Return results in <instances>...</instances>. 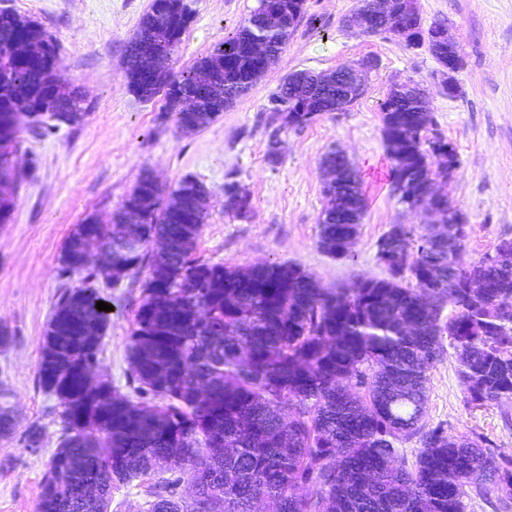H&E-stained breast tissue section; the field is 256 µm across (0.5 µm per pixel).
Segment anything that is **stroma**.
Listing matches in <instances>:
<instances>
[{"label": "stroma", "mask_w": 512, "mask_h": 512, "mask_svg": "<svg viewBox=\"0 0 512 512\" xmlns=\"http://www.w3.org/2000/svg\"><path fill=\"white\" fill-rule=\"evenodd\" d=\"M151 0H34L29 17L61 45L59 73L90 105L84 122L46 137L21 129L14 154L25 179L15 209L0 224V406L14 428L0 434V512H36L47 464L63 434L58 398L40 388L37 364L44 335L67 280L59 256L72 228L87 217L111 221L113 210L148 170L164 190L186 178L209 190L208 220L197 241L202 259L230 268L271 262L299 265L321 287L360 278H385L376 243L390 225L430 223L407 211L391 191V163L380 103L410 80L430 92L427 106L438 130L456 148L459 165L442 184L470 226L459 262L469 266L512 239V0H416L423 26L444 23L458 45V92L440 93L441 66L427 47H411L392 33L360 36L343 25L359 0H306L304 17L262 79L207 128L180 133L165 117L163 96L145 101L126 79L127 45ZM258 0H191L194 16L181 37L174 67L189 70L231 36ZM373 58L367 92L345 111L325 112L308 125L282 127L267 111L270 95L288 74L329 73ZM279 163L266 159L270 133ZM342 151L359 176L366 210L351 250L335 258L318 245V217L326 203L322 159ZM236 172L251 209L240 219L224 211V176ZM148 269L101 288L111 305L96 378L128 395V353ZM456 354L445 346L430 369L426 421L459 435L486 436L495 451L512 455V403L470 408L456 374ZM39 426V447L25 433Z\"/></svg>", "instance_id": "35a3bbf8"}]
</instances>
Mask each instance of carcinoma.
<instances>
[{
	"instance_id": "cac0c4a2",
	"label": "carcinoma",
	"mask_w": 512,
	"mask_h": 512,
	"mask_svg": "<svg viewBox=\"0 0 512 512\" xmlns=\"http://www.w3.org/2000/svg\"><path fill=\"white\" fill-rule=\"evenodd\" d=\"M182 19L148 10L128 42L131 66L143 64L138 46L158 61H173L193 18L181 0ZM298 0H259L236 32L187 71L172 72L136 92L166 101L176 127L192 135L217 118L209 98L194 109L175 107L176 89L209 85L214 95L238 98L279 57L304 16ZM415 41L429 43L437 61L448 50L433 40L440 24L414 22ZM50 55L58 42L34 20L0 9V157L13 154L17 121L25 114L47 136L63 122L74 127L88 114L82 92L54 70L33 71L14 59L12 39ZM268 41L269 56L249 55ZM245 67L230 74L224 57ZM314 79L289 74L269 97L267 111L288 126L315 119L298 111ZM391 162L392 190L409 211L433 204L453 223L418 232L392 224L377 241L384 279L362 278L343 288H322L293 264L263 263L230 269L195 256L208 212L206 186L183 180L169 195L145 170L112 214L110 224H77L59 258V277L82 284L58 299L38 362L40 387L60 400L65 436L44 473L37 512H110L112 491L135 486L145 512H257L270 500L276 512H465L464 499L491 492L512 501V456L495 454L481 435L426 427L429 370L449 340L469 407L512 402V240L469 267L457 253L469 236L463 214L428 187L457 166L455 147L434 129L422 100L381 103ZM248 195L227 175L224 211L243 218ZM365 199L354 172L328 199L318 218V244L334 257L351 256ZM122 254L103 270L84 260L83 236ZM149 267L145 299L131 332L130 377L139 401L112 383H88L79 371L99 355L109 314L90 281L115 285ZM477 281L479 288L469 287ZM448 315H443V311ZM159 400L154 410L142 400ZM420 437L408 463L400 445ZM112 449V453L104 449ZM201 483L204 498L191 503L178 489ZM318 486L315 495L302 490Z\"/></svg>"
}]
</instances>
